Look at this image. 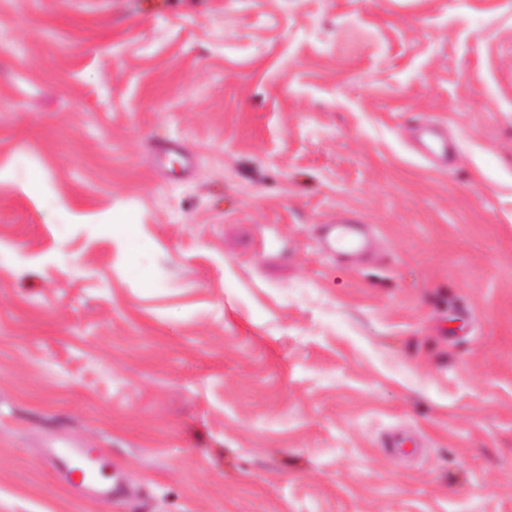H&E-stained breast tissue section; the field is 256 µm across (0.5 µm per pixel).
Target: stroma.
Wrapping results in <instances>:
<instances>
[{"instance_id":"35a3bbf8","label":"stroma","mask_w":512,"mask_h":512,"mask_svg":"<svg viewBox=\"0 0 512 512\" xmlns=\"http://www.w3.org/2000/svg\"><path fill=\"white\" fill-rule=\"evenodd\" d=\"M0 512H512V0H0ZM413 131L412 150L434 165H447L448 154L457 149L454 144L448 143L447 133L431 122L421 123ZM155 163L161 174L165 177H186L192 174L194 170V157L181 143L158 141L154 147ZM172 156H176L179 161L178 171H170L167 168V162ZM366 242L361 224L348 219L323 224L318 237V248L322 256L342 255L359 250ZM42 459L57 480L70 488L96 492L108 498L124 497L115 484L106 485L110 476L107 470H112V462L97 448H47Z\"/></svg>"}]
</instances>
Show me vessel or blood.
Wrapping results in <instances>:
<instances>
[{"instance_id": "1", "label": "vessel or blood", "mask_w": 512, "mask_h": 512, "mask_svg": "<svg viewBox=\"0 0 512 512\" xmlns=\"http://www.w3.org/2000/svg\"><path fill=\"white\" fill-rule=\"evenodd\" d=\"M414 152L437 166L448 163V156L456 147L449 143L446 132L438 125L424 122L417 125L412 136ZM159 170H166L170 158L179 161L178 176L186 177L194 170V157L181 143L159 141L154 147ZM366 242L362 225L348 219L323 225L318 237L321 255H342L359 250ZM44 465L61 483L73 489L92 491L108 498L122 497L117 486L107 485L112 467L104 453L95 448H49L42 455Z\"/></svg>"}]
</instances>
